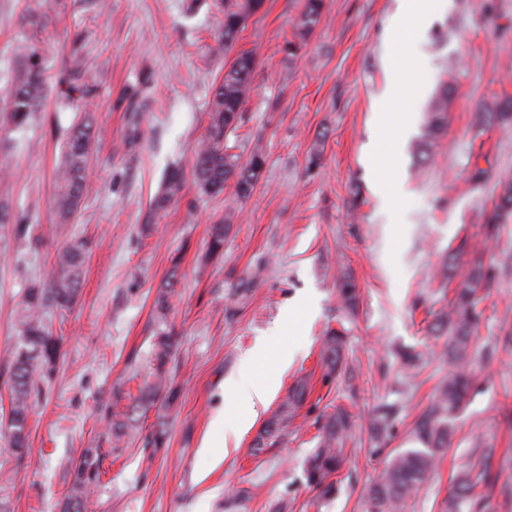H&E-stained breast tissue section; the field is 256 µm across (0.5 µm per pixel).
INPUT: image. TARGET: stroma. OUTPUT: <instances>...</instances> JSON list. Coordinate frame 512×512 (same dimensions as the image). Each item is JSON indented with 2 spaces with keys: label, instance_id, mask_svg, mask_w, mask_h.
Instances as JSON below:
<instances>
[{
  "label": "stroma",
  "instance_id": "1",
  "mask_svg": "<svg viewBox=\"0 0 512 512\" xmlns=\"http://www.w3.org/2000/svg\"><path fill=\"white\" fill-rule=\"evenodd\" d=\"M223 0H0V414L9 409L7 358L18 339L24 290L43 279L56 250L82 244L86 262L77 301L48 316L61 339L55 368L31 398L30 450L17 457L0 435V501L8 512H63L73 470L85 449L103 453L100 481L87 512H367L370 487L404 445L447 368L437 358L425 311L440 295L434 271L446 251L464 263L494 266L475 342V389L456 419V434L433 480L407 512H441L452 476L481 449L494 468L512 474V218L485 238L484 219L501 181L512 180V123L475 126L484 103L512 99V0H450L396 60L416 72L418 93L400 109L413 129L395 166L406 190L381 202L368 156L379 142L373 114L387 77L384 33L397 0H326L315 30L299 39L300 0H263L232 52L214 54ZM42 16L41 25L26 21ZM28 38L46 80L43 107L23 128L9 115L21 63L13 48ZM299 41L297 52L287 42ZM257 64L238 130L243 148L261 143L267 159L253 195L238 201L233 186L208 197L186 182L180 198L154 213V198L171 167L190 170L207 126L211 86L234 54ZM83 70L73 77V59ZM458 61L448 129L432 158L411 145L427 105ZM91 88L73 101L69 83ZM92 123L89 177L70 223L55 211L54 175L69 130ZM233 226L222 257L206 259L209 228L225 215ZM27 225L18 235L16 225ZM179 283L166 319L177 337L167 371L178 389L170 410L151 409L120 448L109 423L125 412L150 370L154 305L170 271ZM251 293L231 300L247 274ZM359 288L354 313L339 303L341 276ZM304 304L296 325L284 317ZM349 331L345 368L322 379L319 349L330 326ZM292 342L291 363L266 356L257 375L277 373L266 408H235L245 428L238 447H204L221 430L212 418L224 380L258 342ZM417 347L426 366L407 378L393 355ZM312 392L285 444L253 453L264 423L295 382ZM121 395H114V387ZM398 410L392 435L368 430L384 405ZM348 407L356 428L333 496L318 495L306 468L322 415ZM164 447L145 441L156 422Z\"/></svg>",
  "mask_w": 512,
  "mask_h": 512
}]
</instances>
